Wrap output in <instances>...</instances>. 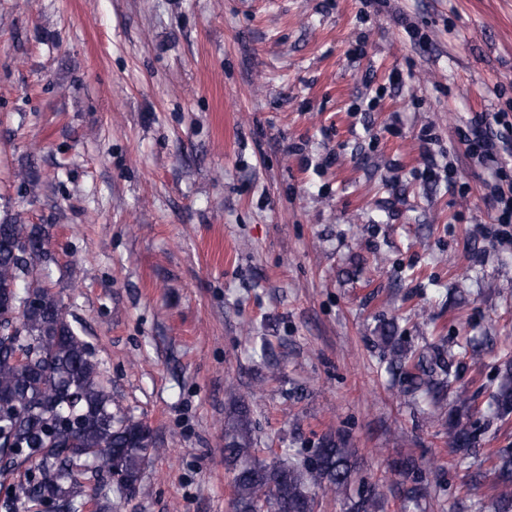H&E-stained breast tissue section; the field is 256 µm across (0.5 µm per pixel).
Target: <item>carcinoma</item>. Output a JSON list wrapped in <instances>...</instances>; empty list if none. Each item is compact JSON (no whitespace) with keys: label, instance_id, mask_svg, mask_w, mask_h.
I'll return each instance as SVG.
<instances>
[{"label":"carcinoma","instance_id":"1","mask_svg":"<svg viewBox=\"0 0 512 512\" xmlns=\"http://www.w3.org/2000/svg\"><path fill=\"white\" fill-rule=\"evenodd\" d=\"M49 237L41 225L0 222V476L15 474L6 506L31 512L51 500L57 512H79L93 500L95 512H112V499L140 490L161 448L148 425L112 411L98 360L36 276ZM21 284L38 296L40 312L21 310ZM380 340L389 350L387 371L399 375L406 391L436 396L452 390L460 403L471 404L466 390L453 389L471 339L450 345L441 337L416 354L389 324ZM490 400L496 417L512 415V358L501 362ZM224 439L232 512H315L318 494L343 500L346 512H378L375 487L364 484L351 493L355 454L330 434L300 462L281 456L267 462L256 455L249 410L240 404L225 421ZM448 444L472 451L479 446L477 427L448 418ZM486 461L497 490L494 512H512V445L492 450ZM395 467L409 480L405 501H416L424 481L418 464L401 457ZM114 472L125 477L124 486L112 483Z\"/></svg>","mask_w":512,"mask_h":512}]
</instances>
